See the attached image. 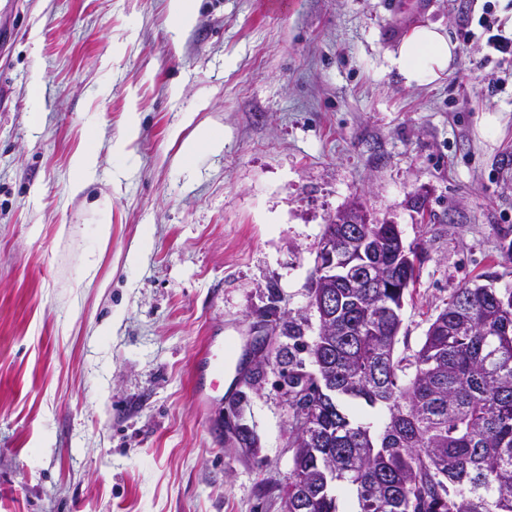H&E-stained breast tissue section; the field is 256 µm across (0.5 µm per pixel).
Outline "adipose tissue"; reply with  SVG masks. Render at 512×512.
<instances>
[{
  "mask_svg": "<svg viewBox=\"0 0 512 512\" xmlns=\"http://www.w3.org/2000/svg\"><path fill=\"white\" fill-rule=\"evenodd\" d=\"M456 45L436 25H422L407 34L395 60L407 83H420L450 69Z\"/></svg>",
  "mask_w": 512,
  "mask_h": 512,
  "instance_id": "obj_1",
  "label": "adipose tissue"
}]
</instances>
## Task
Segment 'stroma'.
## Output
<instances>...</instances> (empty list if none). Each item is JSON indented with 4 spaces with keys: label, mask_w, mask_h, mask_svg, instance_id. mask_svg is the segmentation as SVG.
<instances>
[{
    "label": "stroma",
    "mask_w": 512,
    "mask_h": 512,
    "mask_svg": "<svg viewBox=\"0 0 512 512\" xmlns=\"http://www.w3.org/2000/svg\"><path fill=\"white\" fill-rule=\"evenodd\" d=\"M487 3L512 37V0H192L177 33L168 0H0V512H286L293 341L266 325L317 336L316 253L352 204L422 255L397 356L463 283L512 288ZM429 24L455 68L406 83L393 59ZM200 128L221 149L182 158ZM228 345L200 405L194 362Z\"/></svg>",
    "instance_id": "obj_1"
}]
</instances>
